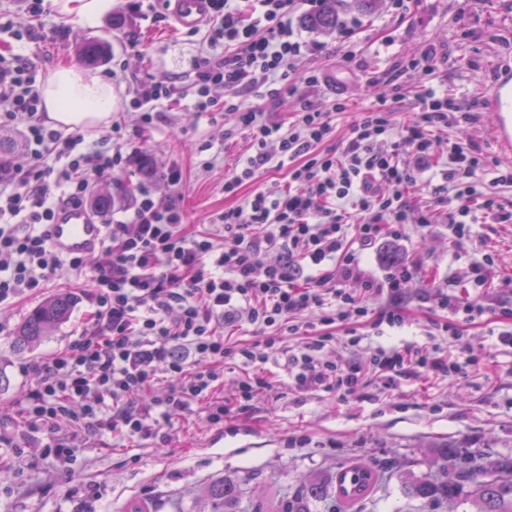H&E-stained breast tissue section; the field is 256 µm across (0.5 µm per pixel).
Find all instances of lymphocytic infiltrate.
Segmentation results:
<instances>
[{
	"label": "lymphocytic infiltrate",
	"mask_w": 512,
	"mask_h": 512,
	"mask_svg": "<svg viewBox=\"0 0 512 512\" xmlns=\"http://www.w3.org/2000/svg\"><path fill=\"white\" fill-rule=\"evenodd\" d=\"M294 9L295 0H212L209 52L182 91L195 116L223 113L230 133L250 140L251 154L224 179L225 195H236L262 170L283 167L287 191L256 193L225 210L220 230L196 232L179 204L182 172L166 167L167 199L139 192L127 220L103 223L104 264L62 260L49 226L61 206L88 207L92 177L122 171L138 158L132 136L114 126L84 148L82 136L46 125L30 66L0 59V118L20 127L33 159L0 182V305L38 292L66 263L87 271L92 306L80 335L35 366L18 403L20 432L0 430V447L17 459H24L31 437L43 456L63 464L106 435L161 448L173 420L196 407L218 427L248 417L255 398L271 388L264 375L271 363H282L292 391L341 398L369 372L393 389L412 376L453 382L481 365L483 348L468 345L451 357L433 341L377 346L365 364L329 355L332 327L368 317V299L388 300L374 328L400 329L407 321L400 300L412 267H392L377 281L365 277L362 253L402 240L406 225L428 227L437 215L450 238H471L477 207L511 224L512 210L477 186L487 173L492 184L511 186L512 167L488 169L479 147L449 143L438 174L452 192L438 198L437 212L417 210L407 191L428 166L430 134L471 119L476 104L464 95L428 87L416 113L402 121L401 94L393 92L365 109L337 146L328 143L330 115L345 111L343 93L326 108L301 100L286 123L246 104L249 95L298 98L300 86L328 87L323 69L300 73L294 66L323 50L295 32ZM132 91L147 127L181 93L143 80ZM59 160L64 168H56ZM350 280L362 281V294L344 289ZM226 322L250 327L254 341L226 342L217 331ZM286 332L304 338L287 347ZM229 359L253 370L236 381L230 401L223 396Z\"/></svg>",
	"instance_id": "1"
}]
</instances>
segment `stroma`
Masks as SVG:
<instances>
[{
    "label": "stroma",
    "instance_id": "1",
    "mask_svg": "<svg viewBox=\"0 0 512 512\" xmlns=\"http://www.w3.org/2000/svg\"><path fill=\"white\" fill-rule=\"evenodd\" d=\"M154 17L133 13L127 0H113L112 12L93 28L60 24L53 0H47L45 28H60L58 38L26 39L34 27L18 0H0V14L13 20L20 35L0 39V57L27 59L37 74L76 61V45L102 38L111 54L97 74L111 69L112 120L123 132L137 133V144L148 162L178 165L184 173L182 204L198 230H210L225 209L241 205L257 191L287 188V169H268L243 185L237 196L224 193V178L250 152L244 134L225 138L223 122L195 118L185 102L171 103L166 118L141 130L140 112L131 105L130 77L158 82L190 83L194 66L209 50L206 30L179 31L166 16L164 0H152ZM339 18L355 20L351 40L358 52L346 59L339 49V33L306 31V38L324 42L328 50L301 59L298 71L324 67L348 85L346 111L332 114L331 141L340 144L366 107L389 95L400 66L420 57L431 45L448 53L434 74L413 72L404 84L403 117L414 113L416 96L434 85L479 100L495 72L512 73V0H410L404 14L390 12L385 0L374 10L361 11L356 0H340ZM137 47H130V40ZM492 117L475 112L471 121L439 132L431 169L446 160V141L478 145L489 165L505 159L491 138ZM211 143V170L200 166L203 143ZM471 239L455 243L448 228L434 224L422 229L407 226L400 245L362 256L361 267L382 278L390 260L411 264L416 275L404 294L411 333L416 340L434 336L448 354L463 345L488 346L485 366L455 383L404 380L385 389L373 376L358 392L340 399L332 393L300 395L288 388L282 367L268 365L270 391L259 395L251 418L211 425L197 410L177 424L171 443L156 448L146 441L120 448H82L72 464L29 451L24 466H16L8 450L0 449V512H75L77 492L92 486L101 493L97 512H124L127 503L143 499L155 512H208L203 490L211 482L230 477L242 483L243 506L270 508L295 496L310 480L331 484L338 471L355 461L393 471L427 474L440 447L462 455L488 453L512 459V349L491 348L490 330L506 327V320L485 317L472 324L458 322V336L445 333L446 312L434 309L433 296L445 291L474 299L477 290L468 275L471 263L490 255L486 288L495 307L512 309V224L478 223ZM85 277L69 269L57 271L40 292L0 308V428L10 429L17 403L32 382L34 364L65 347L80 333L86 318ZM61 293L72 300L67 322L27 348L14 342L13 330L48 297ZM304 435L313 445L290 447V439ZM358 512H417L418 502L407 497L398 479L384 482L372 499L358 504Z\"/></svg>",
    "mask_w": 512,
    "mask_h": 512
}]
</instances>
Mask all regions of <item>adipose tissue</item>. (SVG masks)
I'll list each match as a JSON object with an SVG mask.
<instances>
[{
  "instance_id": "ef3b65f1",
  "label": "adipose tissue",
  "mask_w": 512,
  "mask_h": 512,
  "mask_svg": "<svg viewBox=\"0 0 512 512\" xmlns=\"http://www.w3.org/2000/svg\"><path fill=\"white\" fill-rule=\"evenodd\" d=\"M38 90L49 118L59 124L88 129L112 120V82L101 75L64 65Z\"/></svg>"
}]
</instances>
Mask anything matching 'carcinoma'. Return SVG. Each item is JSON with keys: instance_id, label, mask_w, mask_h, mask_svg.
Masks as SVG:
<instances>
[{"instance_id": "carcinoma-1", "label": "carcinoma", "mask_w": 512, "mask_h": 512, "mask_svg": "<svg viewBox=\"0 0 512 512\" xmlns=\"http://www.w3.org/2000/svg\"><path fill=\"white\" fill-rule=\"evenodd\" d=\"M336 0H323L317 11L305 16L304 24L313 30L336 28ZM111 45L92 38L78 47L80 62L87 67L97 66L109 53ZM71 309L67 295H57L33 310L16 331V344L28 347L47 331L65 321ZM437 473L415 476L400 475L404 492L420 501L424 512H512V459L488 460L476 457L448 467V450L436 453ZM357 469L367 473V482L353 499L347 498L342 487L343 475L335 477L334 495L344 512L370 497L381 482L378 470L364 466ZM242 493L240 485L224 478L204 489L210 512H233L231 507ZM323 494L320 484L306 485V494L286 501L281 512H307L306 502Z\"/></svg>"}]
</instances>
